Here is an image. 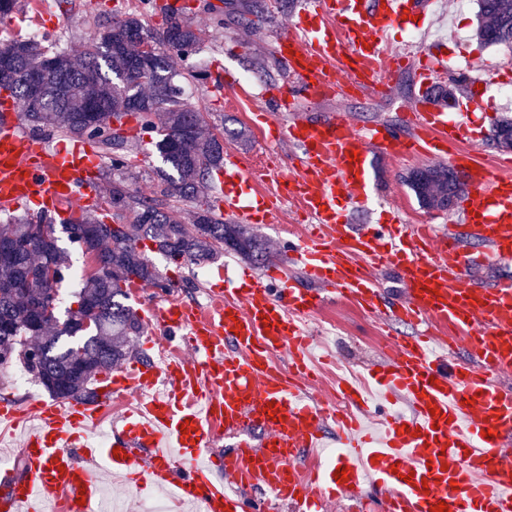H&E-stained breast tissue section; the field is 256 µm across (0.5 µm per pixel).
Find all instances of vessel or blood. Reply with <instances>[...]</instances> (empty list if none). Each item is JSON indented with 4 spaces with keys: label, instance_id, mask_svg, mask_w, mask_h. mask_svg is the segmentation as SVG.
<instances>
[{
    "label": "vessel or blood",
    "instance_id": "1",
    "mask_svg": "<svg viewBox=\"0 0 512 512\" xmlns=\"http://www.w3.org/2000/svg\"><path fill=\"white\" fill-rule=\"evenodd\" d=\"M421 0H310L296 24L279 32L276 53L293 87L277 88L288 123L269 120L268 137L298 150L290 182L317 226L293 248L311 282L302 288L280 271H242L232 296L210 308L179 302L151 306L154 341L188 347L190 356L135 362L101 378L88 400L39 401L35 427L19 455L24 481L0 495V512H45L62 502L67 512H97L105 474L138 489L173 493L202 512H267L270 500L297 512H323L330 501L356 498L365 487L379 493L382 512H512V279L491 287L470 283L471 258L453 233L432 224L347 223V208L367 195L374 154L392 158L449 156L465 169L474 196L467 212L470 235L484 255L512 261V177L478 159L462 124L421 97L411 107L414 130L398 137L384 129L351 127L345 113L318 121L300 118L303 102L331 97L340 87L385 89L412 52L389 53L383 39ZM15 100L0 96V204L44 205L65 216L76 203L99 202L95 174L102 166L86 143L50 146L15 120ZM224 210L244 224H265L276 212L271 195L252 192L243 163L228 157L220 171ZM397 270L399 298L386 300L374 274ZM339 294L379 324L413 327L388 337L369 376L391 409L382 430H366L372 402L352 384L346 410L316 394L313 339L302 328ZM465 346L467 358L456 355ZM287 353L288 368L275 361ZM132 396L136 410L122 414L103 440L90 424L117 399ZM406 402L407 415L393 411ZM336 428L338 451L307 480L298 477L300 450L323 445L326 425ZM259 430L258 443L242 432ZM228 437L223 477L213 472V450ZM345 471L346 481L335 479Z\"/></svg>",
    "mask_w": 512,
    "mask_h": 512
}]
</instances>
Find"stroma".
I'll use <instances>...</instances> for the list:
<instances>
[{
  "mask_svg": "<svg viewBox=\"0 0 512 512\" xmlns=\"http://www.w3.org/2000/svg\"><path fill=\"white\" fill-rule=\"evenodd\" d=\"M80 9L68 12L55 7L54 0H43V7L52 17L43 26L45 40L50 47L66 48L71 54H81L95 36L98 24L123 17L125 12L139 7V0H79ZM184 9L204 32L199 49L206 57L203 78L188 79L183 84L184 97L194 108L204 112L215 132L223 133L225 150L240 155L246 172L260 191L271 190L265 175L269 164H280L282 172H291L294 165L293 151L288 144L268 145L256 126V115L270 114L279 123L289 120L288 113L278 111L275 103L263 99L262 91L281 86L287 79L284 63L277 58L272 46L274 33L288 28L295 22L302 0H230L231 11L224 14L223 27H215L206 10L208 0H172ZM437 7L428 9L424 26L418 32L416 43L426 53H446L458 60V67L448 70L441 77L448 83L464 77L463 95L476 92L472 78L482 74L485 83L481 92L485 111L474 113L472 130L483 143L482 162L492 171L505 173L506 161H512V150L498 148L491 139L495 120L512 118V102L501 101L494 88L495 81L512 74V47L480 46L474 33L477 25V0H470L467 8H459L458 0H437ZM224 70L235 79L250 78L255 99L240 100L232 94H220L213 88L214 74ZM424 76L418 67L409 66L394 73L387 90L367 89L340 92L333 100L318 103L304 110V117L322 118L330 112L347 114L351 122L364 129L377 126L392 133L409 134L406 115L411 103L418 98ZM448 158L434 159L397 158L376 156L373 163L371 187L365 209L348 211L353 224L376 222L383 212L397 209L405 223L433 224L437 227L464 225L465 213L461 207L438 211L424 208L415 198L405 181L411 170L434 164L448 165ZM295 201L281 203L274 218L266 224L254 225V232L261 238L272 255L270 266L249 262L240 255L228 252L211 264L209 280H202L201 267L176 265L160 254H153V262L171 281L170 294L185 303L206 305L210 289L223 271L239 276L243 269H250L262 276L268 267H283L298 283L306 278L300 265L289 261L282 248L286 237L304 238L306 229L297 227ZM308 331L314 336L318 352L333 351L338 360L354 367H362L379 355V340L386 333L411 335L413 329L403 323L392 324L390 330L379 328L367 314L342 302L329 303L311 316Z\"/></svg>",
  "mask_w": 512,
  "mask_h": 512,
  "instance_id": "35a3bbf8",
  "label": "stroma"
}]
</instances>
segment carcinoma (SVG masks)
<instances>
[{"mask_svg":"<svg viewBox=\"0 0 512 512\" xmlns=\"http://www.w3.org/2000/svg\"><path fill=\"white\" fill-rule=\"evenodd\" d=\"M476 38L484 45H512V0H478ZM203 41L202 30L183 10L168 8L166 26L146 29L138 14L101 27L80 57L66 50L49 52L41 40L18 35L0 41V89L8 91L32 129L60 136L87 138L110 156L112 171L129 167L133 139L123 129L135 116L140 130L153 134L151 147L161 166L153 168L163 183V199H145L112 180L108 205L112 223L87 210L62 221V234L90 257L75 294L78 308L62 307L60 287L69 274L71 255L55 235L52 219L40 214H13L0 224V368L20 363L31 378L55 399L86 398L99 375L133 359L144 360L135 340L143 333L137 312L127 304L130 288H170L150 259L152 251L183 265L214 263L224 252L262 262L270 259L257 235L244 224H228L215 206L202 202L190 218L180 215L170 199H193L224 165V136L210 131L202 113L182 98L180 71L172 55L188 60ZM456 86L429 90L430 100L448 104ZM498 147L512 141V119L492 128ZM406 182L421 205L449 210L463 192L458 175L448 167L412 172ZM54 269L57 277L44 274ZM53 313L43 312L46 304ZM93 315L91 327L77 320Z\"/></svg>","mask_w":512,"mask_h":512,"instance_id":"1","label":"carcinoma"}]
</instances>
